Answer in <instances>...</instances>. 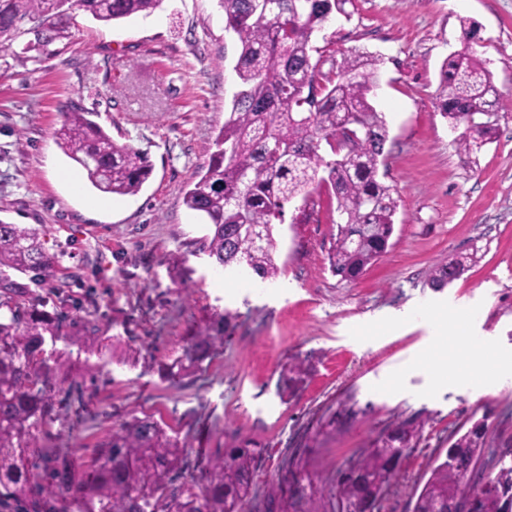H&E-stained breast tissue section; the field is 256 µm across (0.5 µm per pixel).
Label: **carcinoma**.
Returning <instances> with one entry per match:
<instances>
[{"label":"carcinoma","mask_w":512,"mask_h":512,"mask_svg":"<svg viewBox=\"0 0 512 512\" xmlns=\"http://www.w3.org/2000/svg\"><path fill=\"white\" fill-rule=\"evenodd\" d=\"M161 0H73L94 19L113 22L150 13ZM225 29L235 35L234 65L239 90L233 95L216 150L205 171L184 195L211 233L200 250L224 269L245 266L260 281L280 272L274 257L273 227L284 222L285 205L301 198L316 205L325 187L336 198L337 218L329 251L331 271L354 280L386 253L398 200L378 179L385 160L388 127L374 105L381 58L350 53L341 65L313 45V36L331 17L349 16L352 0H218ZM47 0H0V51L43 53L69 36L70 13L46 16ZM46 26L27 30L33 20ZM477 24L460 20L464 51L445 62L437 107L456 133L460 163L473 170L498 131L497 88L485 62L469 51ZM91 113L73 109L57 131L63 153L81 166L97 190L116 196L137 194L152 173L146 153L116 143ZM347 125L357 138L346 149L333 144ZM464 261L450 258L431 273L435 288L458 279ZM32 282L55 279L56 269L37 229L0 222V509L3 512H245L253 464L263 449L242 441L224 449L205 475L185 478L184 449L149 418L134 417L99 448L90 472L79 473L56 448L42 449L40 462L25 454L37 447L36 432L49 420L52 367L41 358L67 316L33 303ZM235 315H216L188 341L176 361L189 373L224 345ZM421 425L401 420L380 434L355 459L337 484L339 512H362L363 501L382 495L396 478L387 453L415 447ZM486 446L484 426L472 425L452 443V461L434 467L412 512H445L460 491L461 475ZM296 488L266 495L264 512H305L312 485L303 484L302 457L286 461ZM512 490V466L498 471L478 492L481 512H504L503 492Z\"/></svg>","instance_id":"cac0c4a2"}]
</instances>
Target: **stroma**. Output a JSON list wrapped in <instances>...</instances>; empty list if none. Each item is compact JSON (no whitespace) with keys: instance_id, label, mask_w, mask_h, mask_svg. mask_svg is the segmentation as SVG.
<instances>
[{"instance_id":"35a3bbf8","label":"stroma","mask_w":512,"mask_h":512,"mask_svg":"<svg viewBox=\"0 0 512 512\" xmlns=\"http://www.w3.org/2000/svg\"><path fill=\"white\" fill-rule=\"evenodd\" d=\"M316 45L382 58L374 104L388 124L380 179L397 191L386 254L359 278L330 271L336 201L316 197L311 220L294 205L274 229L280 268L258 286L223 275L196 244L209 226L183 202L207 166L235 89L237 46L218 0H162L149 16L113 23L72 10L69 36L39 60L0 52V222L37 229L56 263L53 285H30L44 309L68 320L49 376L53 421L38 443L79 472L122 423L151 417L184 446L196 468L250 439L255 505L295 450L309 463L307 512H332L349 460L395 420L424 428L375 512H410L416 489L442 462L457 430L482 422L480 481L512 464V384L478 392L436 384L447 361L467 369L470 340L512 355V0H354ZM478 24L474 54L498 89L500 121L479 171L463 167L436 106L442 63L462 50L460 18ZM81 108L120 144L147 152L153 172L134 196L86 185L56 143L65 112ZM478 253L459 279L433 287L451 256ZM465 304L451 324V305ZM231 311L224 346L191 375L169 365L189 336ZM355 415L317 434L340 403Z\"/></svg>"}]
</instances>
